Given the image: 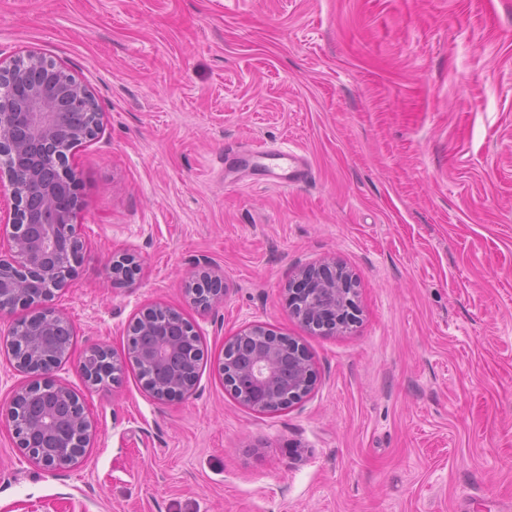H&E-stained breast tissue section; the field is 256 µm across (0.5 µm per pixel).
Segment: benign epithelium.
I'll return each mask as SVG.
<instances>
[{
    "mask_svg": "<svg viewBox=\"0 0 512 512\" xmlns=\"http://www.w3.org/2000/svg\"><path fill=\"white\" fill-rule=\"evenodd\" d=\"M25 60L29 67L17 69L11 63L0 66V99L10 93L11 85L28 87L23 112L0 110V182L11 188L14 200L26 194V185L34 175L23 174L8 165L9 156L26 148L43 146V171L58 174L61 179L49 183L43 190L41 211L52 212V223L32 222L18 224V214L0 223L11 227L10 248L0 251V316L13 314L17 309L42 308L55 293L66 288L76 276L79 264L77 253L82 249L78 225L77 180L69 164L67 151L52 147L58 131V113L61 101L73 99L94 101L88 87L65 67L38 52H30ZM50 67L54 78L43 82L30 81L29 70L40 65ZM70 192L72 206L66 211L56 208V197ZM26 266L43 281L42 289L27 294L11 280L14 270ZM218 276L202 272L199 280L203 289H186L189 302L203 307L220 301L224 289L211 284ZM355 281L341 263L331 261L318 267H306L299 276L289 281L288 296L293 312L301 324L310 330L327 327L342 330L349 326V311L354 300ZM185 318L181 312L165 305L144 309L128 328L122 357H117L106 346L91 348L81 363V371L92 385L116 381V374L128 361L144 374L155 372L169 360L178 357L187 365L197 358L188 341L171 336V330ZM153 337L149 347L133 345V328ZM73 333V326L65 315L52 311V318L34 328L30 321L16 319L4 337L17 367L39 376L40 390L34 395L38 416L23 410L32 385L19 388L5 411L17 444L29 460L47 471L71 468L82 462L91 442L92 424L79 396L69 387L49 377L50 372L69 353V346L61 343L44 344L42 334ZM252 339L255 349L250 363L240 366L232 358H224V385L244 406L261 413H275L286 409L308 396L316 382V371L311 357L295 341L280 336L264 324H252L228 339L225 346L239 339ZM197 375L173 381L166 388L147 386L160 402L185 398L192 394Z\"/></svg>",
    "mask_w": 512,
    "mask_h": 512,
    "instance_id": "benign-epithelium-1",
    "label": "benign epithelium"
}]
</instances>
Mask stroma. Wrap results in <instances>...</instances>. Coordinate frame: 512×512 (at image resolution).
<instances>
[{
  "label": "stroma",
  "mask_w": 512,
  "mask_h": 512,
  "mask_svg": "<svg viewBox=\"0 0 512 512\" xmlns=\"http://www.w3.org/2000/svg\"><path fill=\"white\" fill-rule=\"evenodd\" d=\"M33 50L101 118L68 153L83 249L51 301L74 328L51 377L93 437L48 472L0 416V512H512V0H0V63ZM283 141L308 180L255 183L249 147ZM330 258L358 312L320 333L286 288ZM204 271L225 295L201 309ZM155 304L201 338L193 395L157 402L129 364L90 386L86 351ZM253 323L317 372L275 413L218 369Z\"/></svg>",
  "instance_id": "stroma-1"
}]
</instances>
